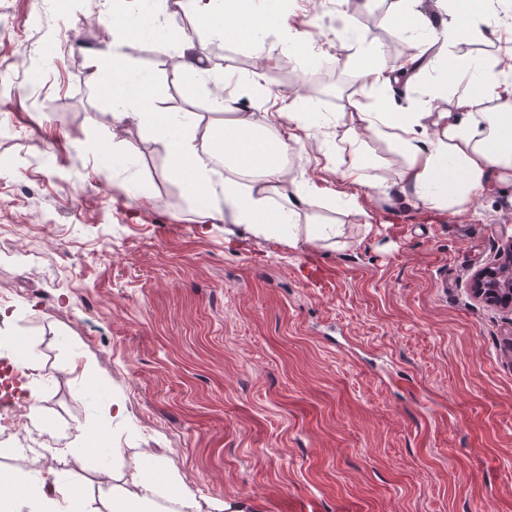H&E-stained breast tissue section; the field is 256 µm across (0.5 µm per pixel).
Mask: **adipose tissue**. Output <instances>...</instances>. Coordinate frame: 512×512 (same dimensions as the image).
<instances>
[{
	"mask_svg": "<svg viewBox=\"0 0 512 512\" xmlns=\"http://www.w3.org/2000/svg\"><path fill=\"white\" fill-rule=\"evenodd\" d=\"M398 7L386 23L396 33L433 28V45L446 51L458 46L467 34V22L484 25L500 43L494 63L475 59L467 68L452 70L449 80L472 85L470 94L459 96L434 112H402L391 106L370 112L361 105L341 113L347 127L349 160L341 172L348 192L339 198L356 206L357 190L384 189L415 206L447 209L467 214L469 205L491 184H512V0H465L463 11H447L446 0H397ZM188 10L204 19L220 38H236L247 29L249 38L274 30L284 35V48L303 59L322 55L310 35L300 33L285 15H260L242 24L237 0H185ZM447 12L441 25L432 16ZM146 87L128 81L124 68L112 69L111 119L134 118L163 143L170 157L185 167L186 194L197 197L200 220L221 221L244 227L254 237L278 234L289 246L314 245L336 238L335 226L307 224L299 228L300 212L318 204L312 189L289 179L288 154L305 149L311 123L297 99L283 100L280 114L287 130L263 127L251 114L236 113L222 126L204 125L197 112L144 110ZM393 142L402 159L398 181L379 186L361 150V135ZM223 164L226 176L214 185L215 164ZM282 205H275V198ZM124 467L126 480L112 487L113 512H159L162 502L172 512H201L194 494L178 477L165 473L158 460L142 455Z\"/></svg>",
	"mask_w": 512,
	"mask_h": 512,
	"instance_id": "adipose-tissue-1",
	"label": "adipose tissue"
}]
</instances>
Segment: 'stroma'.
<instances>
[{
    "label": "stroma",
    "instance_id": "35a3bbf8",
    "mask_svg": "<svg viewBox=\"0 0 512 512\" xmlns=\"http://www.w3.org/2000/svg\"><path fill=\"white\" fill-rule=\"evenodd\" d=\"M391 7L374 0L342 48L337 0H288L300 31L329 47L331 67L315 71L278 34L259 53L241 39L218 53L190 21L197 55L230 73L235 111L264 124L295 91L323 118L287 166L321 190L315 213L341 234L292 248L199 223L151 130L101 120L112 101L89 58L114 52L154 108H199L222 124L214 83L178 61L182 27L164 53L94 0H0V354L24 350L35 370L27 386L50 450L32 463L23 445L35 428L20 409L0 471L29 486L63 474L82 488L83 512H112L105 448L156 456L202 512L243 500L252 512H512V307L470 292L512 238V187L485 192L463 219L380 193L356 209L336 198L348 157L337 113L388 100L435 111L471 90L441 79L442 66L498 54L472 36L409 82L356 81L374 48L388 65L431 38L387 29ZM262 55L272 64L257 80ZM361 148L380 183L397 178L394 145ZM97 433L100 449L68 455Z\"/></svg>",
    "mask_w": 512,
    "mask_h": 512
}]
</instances>
